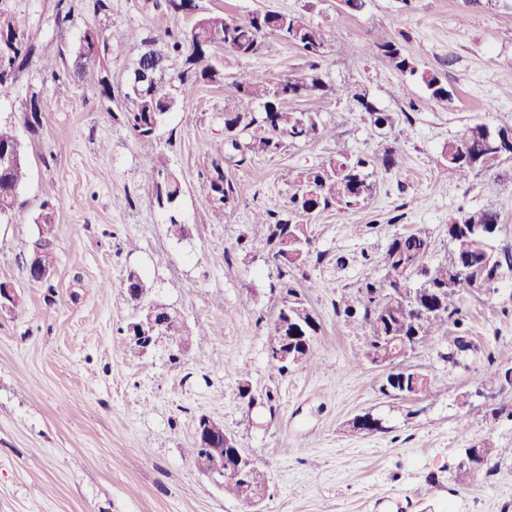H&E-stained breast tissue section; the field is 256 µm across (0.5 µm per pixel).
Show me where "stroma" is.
Masks as SVG:
<instances>
[{"label": "stroma", "instance_id": "1", "mask_svg": "<svg viewBox=\"0 0 512 512\" xmlns=\"http://www.w3.org/2000/svg\"><path fill=\"white\" fill-rule=\"evenodd\" d=\"M198 10L243 16L259 9L304 15L325 35L321 73L335 88L356 86L393 127L376 128L343 97L291 102L319 113L336 138L289 144L277 155L226 160V83L253 72L284 77L309 60L295 45L267 37L261 53L229 60L220 84L176 96L155 139L134 137L121 120L127 75L141 52L78 58L83 34L137 31L149 38L187 28L154 0H0L27 28L35 51L0 100V122L27 139V180L12 220L0 221V282L24 299L0 314V512H240L241 505L200 473L189 454L200 417L250 452L269 478L264 512H512V458L469 486L452 479L467 448H512V420L485 422L494 402L474 393L485 359L512 366V284L492 296L464 294V327L447 325L409 352L405 365L427 375L421 397L380 391L383 368L367 361L368 336L338 317L341 300L382 281L395 237L427 229L432 261L448 253V223L480 209L499 215L489 244H512V159L463 180L442 155L465 125L495 126L512 112V0H366L349 14L339 0H195ZM65 21H58V14ZM385 33L440 73L449 96L433 98L366 44ZM56 65L46 72L45 61ZM108 76L111 101L99 96ZM45 109L29 136L32 95ZM393 153L371 169L372 195L359 207L313 216L293 213L298 171L339 153ZM224 164L238 200L223 222L199 191L212 161ZM165 165L183 192L173 212L159 209L146 170ZM51 204L55 274L28 281L35 217ZM272 209L305 225L312 255L297 271L311 281L305 301L321 324L318 365L273 370L267 357L282 297L281 268L240 240L257 213ZM183 239L166 233L169 216ZM141 275L149 299L179 311L187 345L169 338L131 354L123 332L134 314L123 281ZM111 286H104V277ZM479 360L449 361L458 336ZM249 386L255 404L241 394ZM469 394L468 405L457 397ZM381 419L377 432H351L356 415Z\"/></svg>", "mask_w": 512, "mask_h": 512}]
</instances>
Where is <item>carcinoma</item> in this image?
Wrapping results in <instances>:
<instances>
[{
  "instance_id": "cac0c4a2",
  "label": "carcinoma",
  "mask_w": 512,
  "mask_h": 512,
  "mask_svg": "<svg viewBox=\"0 0 512 512\" xmlns=\"http://www.w3.org/2000/svg\"><path fill=\"white\" fill-rule=\"evenodd\" d=\"M169 38L170 51L183 59L177 74L182 92L191 94L202 84L217 83L224 79V64L228 58H248L257 54L263 39L273 35L298 46L309 58L306 71H297L284 79L264 73H252L240 81L229 84L232 106L224 112V131L234 152L244 157L248 154H275L285 142H313L323 136L336 137V128L328 129L316 112H297L284 105L288 98L323 99L336 94V89L324 81L319 73L318 61L325 55V38L320 27L306 20L301 14L272 10H256L244 18L226 13L211 12L201 16L190 27L176 33L164 31ZM133 38L131 34L96 35L97 49L85 48L79 43L78 57L93 61L112 49H120ZM367 51L388 58L403 74L415 76L431 95L439 100L448 98V90L440 76L428 70H418L412 55L397 41L377 36L367 44ZM32 52L31 36L16 17L0 8V98L11 93L10 78L13 70L22 65ZM342 93L368 115L376 127L392 126L394 117L380 111L368 96L358 90L344 89ZM40 103L38 96H31L26 116V127L35 135L40 128ZM175 104L170 92H146L137 97V104L122 112V118L132 133L140 140L154 139L153 126L162 125ZM512 133V114H498L497 123L490 128L484 124L467 125L446 144L443 154L448 168L466 179L475 171L491 170L502 158L491 156L487 133ZM11 153L13 162L0 166V218H11L18 192L23 185L27 169L23 158V145L11 127L0 125V156ZM390 167L395 164L393 155L382 157L367 154H346L330 158L316 167L305 169L295 177V192L291 196L294 212L311 216L331 208L356 209L372 193L368 169L377 165ZM147 179L156 192L157 201L165 210L174 208L182 193L178 177L163 168L153 167ZM202 190L211 202L215 219L223 221L224 213L236 203L237 192L232 179L218 162L202 184ZM499 219L492 210L470 212L448 224L451 249L446 261L431 268L427 265L432 242L425 230L416 228L406 235L396 237L384 254L385 286L380 288L366 282L358 288L355 300H344L336 308L345 323L368 329L369 343L366 358L375 362L391 357L395 364L403 355H388V341L395 338L412 339L427 337L453 321L463 325L459 284L466 280L480 283L495 278L503 281L512 278V246L494 250L488 241L497 230ZM36 226L38 238L33 252L47 269L55 270V221L49 212L39 214ZM252 250H266L285 269H299L310 258L309 239L303 225L282 218L275 210H268L251 224V235L243 241ZM285 297L276 318L288 327L306 332L308 322L305 302L291 281L283 283ZM512 387V367L491 368L480 385ZM430 383L419 371L403 368L385 377L380 391L395 399L403 394L421 396ZM231 448L217 445L213 448L193 446L189 449L195 465L203 471L209 468L216 456L230 460ZM512 454V448H479L474 463H458L456 481L466 486L480 473L490 474L497 467L496 459ZM266 473L253 468L247 480L233 476L224 479V494L240 502L242 512H255L247 486L262 487Z\"/></svg>"
}]
</instances>
